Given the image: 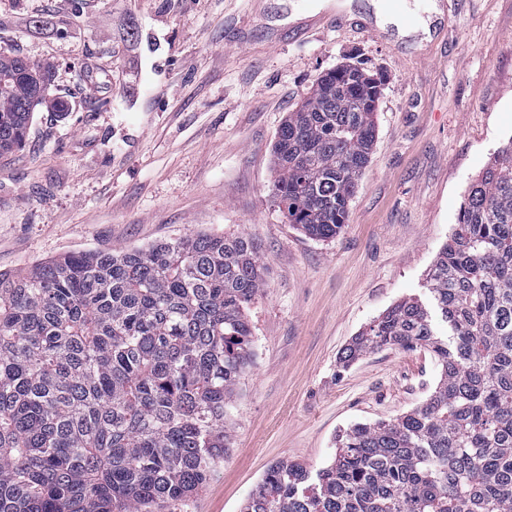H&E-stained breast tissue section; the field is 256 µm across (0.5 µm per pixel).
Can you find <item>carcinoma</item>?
<instances>
[{"label": "carcinoma", "instance_id": "1", "mask_svg": "<svg viewBox=\"0 0 512 512\" xmlns=\"http://www.w3.org/2000/svg\"><path fill=\"white\" fill-rule=\"evenodd\" d=\"M0 54V154L30 131L32 84ZM331 69L288 113L274 196L321 241L346 224L383 77ZM264 281L248 236L66 253L0 273V512H174L224 460ZM342 351L425 349L426 399L336 437L331 461L272 464L241 512H512V140L468 187L426 277Z\"/></svg>", "mask_w": 512, "mask_h": 512}]
</instances>
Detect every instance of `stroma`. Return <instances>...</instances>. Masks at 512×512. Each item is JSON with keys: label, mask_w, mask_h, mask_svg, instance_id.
Here are the masks:
<instances>
[{"label": "stroma", "mask_w": 512, "mask_h": 512, "mask_svg": "<svg viewBox=\"0 0 512 512\" xmlns=\"http://www.w3.org/2000/svg\"><path fill=\"white\" fill-rule=\"evenodd\" d=\"M441 37L286 36L324 0H0V51L50 69L25 145L0 156V272L68 252L207 233L256 243L264 286L231 448L187 512H239L267 468L317 469L356 422L419 405L424 350L339 356L426 275L465 192L512 139V0H435ZM384 74L370 161L328 241L289 224L273 145L318 77Z\"/></svg>", "instance_id": "1"}]
</instances>
